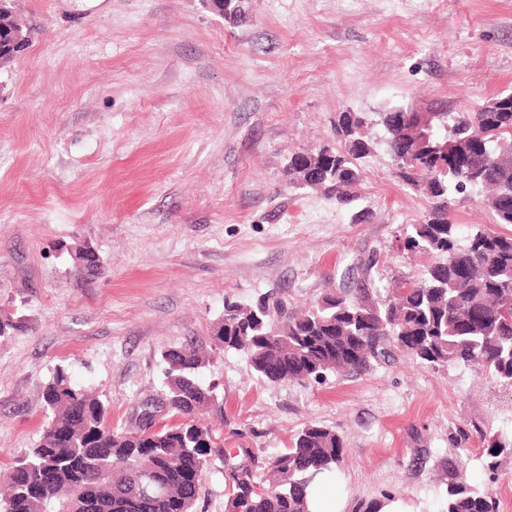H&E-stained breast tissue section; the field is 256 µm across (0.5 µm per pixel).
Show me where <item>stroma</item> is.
<instances>
[{
	"instance_id": "stroma-1",
	"label": "stroma",
	"mask_w": 512,
	"mask_h": 512,
	"mask_svg": "<svg viewBox=\"0 0 512 512\" xmlns=\"http://www.w3.org/2000/svg\"><path fill=\"white\" fill-rule=\"evenodd\" d=\"M14 0L31 30L0 67V480L46 421L57 368L100 395L122 428L163 382V352L213 343L224 302L270 292L298 308L377 254L373 278L421 275L399 251L428 202L382 147L362 165L356 207L292 188L291 156L336 143L339 113L393 104L453 112L512 86V0ZM102 268L76 260L85 244ZM223 412L203 421L227 447L285 448L310 423L346 439L343 512L395 496L439 512L457 459L503 496L512 389L466 366L405 356L362 375L271 385L238 353L203 370Z\"/></svg>"
}]
</instances>
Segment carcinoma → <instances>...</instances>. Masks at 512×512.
I'll list each match as a JSON object with an SVG mask.
<instances>
[{
	"label": "carcinoma",
	"mask_w": 512,
	"mask_h": 512,
	"mask_svg": "<svg viewBox=\"0 0 512 512\" xmlns=\"http://www.w3.org/2000/svg\"><path fill=\"white\" fill-rule=\"evenodd\" d=\"M22 36L30 30L0 0V30ZM403 105L370 117L341 112L338 145L294 155L288 185L322 190L339 205L354 199L348 188L361 178V163L382 143L396 177L429 200L423 220L403 225L400 249L434 258L422 277L393 293L365 277L353 288L327 293L295 313L273 295L250 305L224 301L214 343L220 352H240L258 378L319 380L329 373L360 375L400 352L432 368L464 365L512 387V235L488 226L460 233L448 214L455 195L474 189L497 196L489 202L493 223L512 225V91L476 104L470 112H440L436 145H417L408 163ZM164 381L156 397L180 418L159 424L139 413L135 425H107L109 406L76 387L63 368L43 390L51 412L39 441L14 462L0 504L11 512H197L202 479L187 469L195 455L206 473L224 462V512H309L307 496L317 478L345 466V441L323 424L304 426L273 454L226 448L197 416L222 410L217 387L198 372L213 354L188 343L162 355ZM512 441L492 436L486 466L495 470ZM498 498L458 478L446 483L441 512H499Z\"/></svg>",
	"instance_id": "obj_1"
}]
</instances>
